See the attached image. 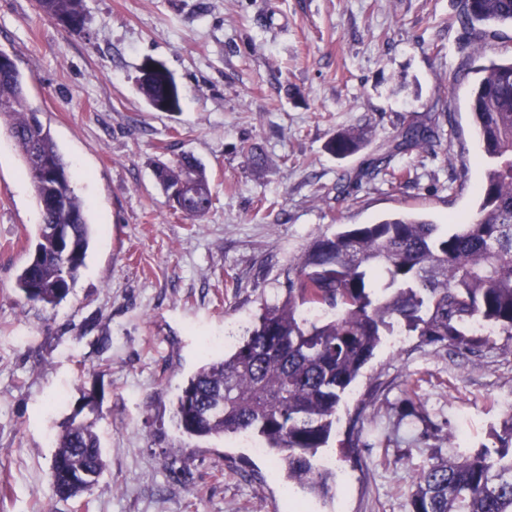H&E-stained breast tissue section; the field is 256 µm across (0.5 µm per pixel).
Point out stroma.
Here are the masks:
<instances>
[{
  "label": "stroma",
  "instance_id": "stroma-1",
  "mask_svg": "<svg viewBox=\"0 0 512 512\" xmlns=\"http://www.w3.org/2000/svg\"><path fill=\"white\" fill-rule=\"evenodd\" d=\"M460 0H86L72 35L35 0H0V51L30 75L29 104L52 130L94 228L86 266L57 307L15 286L39 207L23 162L0 133V512H83L51 495V436L71 417L96 420L106 471L84 512H408L433 452L493 444L512 420V354L383 337L336 413L326 454L336 492L286 491L254 435L190 438L176 396L223 356L315 237L341 224L413 213L437 224L475 214L486 166L469 100L478 65L512 58V26L467 32ZM164 64L182 110L153 111L140 67ZM411 123L439 143L390 157L385 176L336 184L385 154ZM365 130L360 152L325 148ZM262 147L252 164L245 144ZM189 152L206 166L213 206L175 214L151 162ZM275 201L272 209L261 200ZM428 415L433 437L407 414ZM355 454L341 443L354 417ZM462 441L450 442L458 427Z\"/></svg>",
  "mask_w": 512,
  "mask_h": 512
}]
</instances>
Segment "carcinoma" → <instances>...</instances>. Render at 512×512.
<instances>
[{"label":"carcinoma","instance_id":"cac0c4a2","mask_svg":"<svg viewBox=\"0 0 512 512\" xmlns=\"http://www.w3.org/2000/svg\"><path fill=\"white\" fill-rule=\"evenodd\" d=\"M36 3L68 33L85 30L84 0ZM458 19L473 31L512 24V0H465ZM480 71L470 110L489 168L476 216L444 229L404 213L316 237L288 271L285 295L262 305L247 336L217 360L203 350L204 363L176 397L174 418L183 433L257 435L289 485L330 498L336 472L317 464L320 451L328 447L337 407L394 324H404L425 345L451 343L473 351L496 344L470 335L473 324L483 322L507 337L512 352V59ZM30 79L17 66L0 70V124L22 157L36 197L52 192L63 208L40 211L16 288L28 301L56 306L85 266L92 225L50 128L27 105ZM139 91L157 112L181 111L180 86L166 68L139 80ZM435 137L426 125H409L390 152L419 148ZM365 144L364 130H344L326 149L346 157ZM154 175L165 195L182 190L177 212L184 219L200 221L210 212L209 175L193 154L157 158ZM499 440L505 451L495 458L488 450L455 459L434 454L415 476L410 512H512V424ZM77 469L103 473L93 421L73 420L56 439L55 498L77 500L91 490L69 478Z\"/></svg>","mask_w":512,"mask_h":512}]
</instances>
